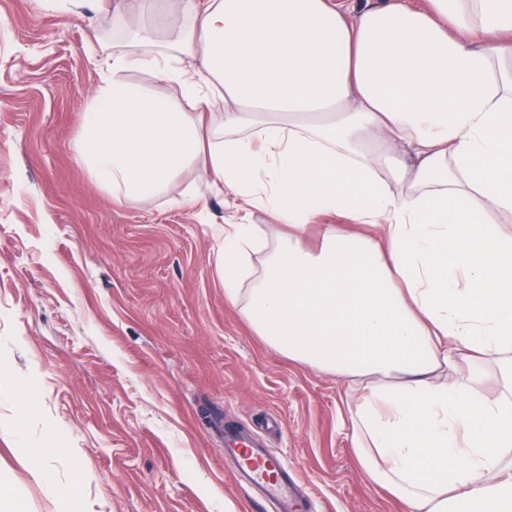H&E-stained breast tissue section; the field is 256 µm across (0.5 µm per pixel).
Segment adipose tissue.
I'll return each mask as SVG.
<instances>
[{"label": "adipose tissue", "instance_id": "ef3b65f1", "mask_svg": "<svg viewBox=\"0 0 512 512\" xmlns=\"http://www.w3.org/2000/svg\"><path fill=\"white\" fill-rule=\"evenodd\" d=\"M124 15L129 45L82 123L93 181L143 201L201 160L241 210L286 225L257 271V226L225 233L224 293L264 341L357 393L368 479L407 512H512V0H126ZM209 107L224 117L207 144ZM326 211L349 230L304 248ZM60 454L27 465L80 512L52 483Z\"/></svg>", "mask_w": 512, "mask_h": 512}]
</instances>
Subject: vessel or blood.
Here are the masks:
<instances>
[{
  "mask_svg": "<svg viewBox=\"0 0 512 512\" xmlns=\"http://www.w3.org/2000/svg\"><path fill=\"white\" fill-rule=\"evenodd\" d=\"M227 452L234 460L233 477L273 506L272 512H306L308 501L298 496L295 477L275 455L243 438L241 431L227 429Z\"/></svg>",
  "mask_w": 512,
  "mask_h": 512,
  "instance_id": "1",
  "label": "vessel or blood"
}]
</instances>
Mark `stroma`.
Masks as SVG:
<instances>
[{
	"label": "stroma",
	"mask_w": 512,
	"mask_h": 512,
	"mask_svg": "<svg viewBox=\"0 0 512 512\" xmlns=\"http://www.w3.org/2000/svg\"><path fill=\"white\" fill-rule=\"evenodd\" d=\"M0 0V494L58 512L24 448L83 512H246L217 421L298 472L315 512H403L361 471L346 382L288 359L224 295V229L249 219L199 167L114 200L80 158L119 0ZM33 411L18 423L17 410ZM86 474L76 481L74 467ZM60 455L72 456V449L36 448L28 457L27 465L31 472L40 479L57 499L61 512H79L80 503L73 489L60 488L52 483L50 461Z\"/></svg>",
	"instance_id": "35a3bbf8"
}]
</instances>
